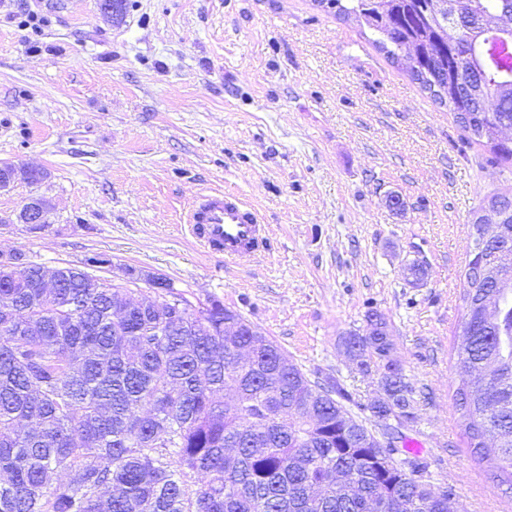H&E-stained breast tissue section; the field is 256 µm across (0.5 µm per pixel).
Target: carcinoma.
Returning <instances> with one entry per match:
<instances>
[{"label": "carcinoma", "instance_id": "cac0c4a2", "mask_svg": "<svg viewBox=\"0 0 512 512\" xmlns=\"http://www.w3.org/2000/svg\"><path fill=\"white\" fill-rule=\"evenodd\" d=\"M354 14L469 143L512 162V0H318ZM469 20L473 36L457 32ZM512 229V194L491 196ZM0 271V512H448L373 447L374 433L336 381L310 379L270 339L219 301L188 309L158 284L171 333L130 305L132 288L91 287L72 264L59 287H38L41 265L14 255ZM508 275L488 287L467 262L455 405L472 453L512 483V249ZM40 316L41 336L29 335ZM241 334L224 343V319ZM386 326L364 337L383 367L386 397L366 410L415 419L413 389L392 368Z\"/></svg>", "mask_w": 512, "mask_h": 512}]
</instances>
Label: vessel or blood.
<instances>
[{"label": "vessel or blood", "instance_id": "obj_1", "mask_svg": "<svg viewBox=\"0 0 512 512\" xmlns=\"http://www.w3.org/2000/svg\"><path fill=\"white\" fill-rule=\"evenodd\" d=\"M186 222L204 248L223 253L228 260L265 253L271 247L258 211L231 192L199 194Z\"/></svg>", "mask_w": 512, "mask_h": 512}]
</instances>
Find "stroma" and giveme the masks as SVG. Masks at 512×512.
I'll return each instance as SVG.
<instances>
[{
	"label": "stroma",
	"instance_id": "stroma-1",
	"mask_svg": "<svg viewBox=\"0 0 512 512\" xmlns=\"http://www.w3.org/2000/svg\"><path fill=\"white\" fill-rule=\"evenodd\" d=\"M462 135L408 61L317 0H127L117 17L97 0H0V164L45 173L0 190V249L49 268L100 257L91 275L146 296L164 277L363 404L383 399L381 375L346 344L377 312L432 489L512 512L453 400L468 224L512 191V164ZM210 188L260 212L269 253L228 261L191 237L188 207ZM32 196L48 210L36 230L17 221Z\"/></svg>",
	"mask_w": 512,
	"mask_h": 512
}]
</instances>
